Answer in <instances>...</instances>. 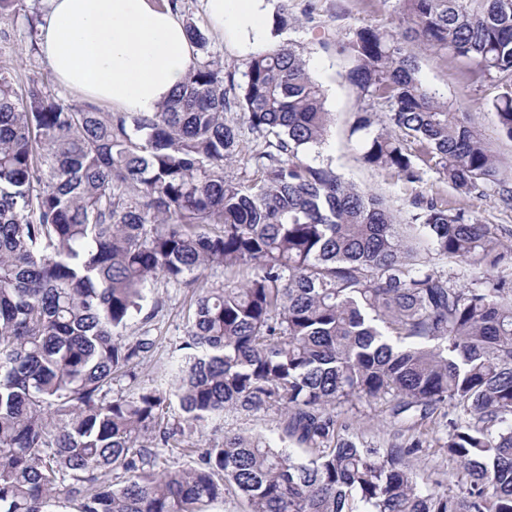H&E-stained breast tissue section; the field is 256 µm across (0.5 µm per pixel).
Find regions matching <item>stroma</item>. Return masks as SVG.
<instances>
[{"label": "stroma", "mask_w": 512, "mask_h": 512, "mask_svg": "<svg viewBox=\"0 0 512 512\" xmlns=\"http://www.w3.org/2000/svg\"><path fill=\"white\" fill-rule=\"evenodd\" d=\"M270 13L288 6L302 23L275 35L278 43L292 42L297 53L308 63L315 78L326 90L327 111L332 114L327 143L320 159L331 165L343 179L359 188L382 196L387 204L400 214H407L406 200L410 187L396 176L366 166L361 160L358 135L351 126L358 112L368 111L372 121H379L383 105L364 100L345 79L348 57L341 46L355 27L389 26L394 0H267ZM182 19L193 21L204 33L208 51L197 54V61L214 56L224 62L227 70L243 71L248 58L231 35H223L212 26L205 9V0H180ZM26 10L15 17L0 20V57L17 60L14 72L18 88H26L31 79L43 78L48 91L61 103H71L70 93L54 78L40 52V36L32 25L41 24L47 10L46 0H25ZM422 81L444 93L450 105L467 109L472 126L484 142L498 155L504 165L512 167V139L500 129L495 112L489 103L498 89L490 82L469 76L466 65L452 55L418 58ZM427 194L445 199L449 205L465 208L482 223L512 229V206L504 204L498 195L472 194L464 196L454 191L437 174H428L423 184ZM156 297L164 300L165 309L153 320L151 335L155 347L146 360L140 384L144 387H172L174 379L165 375L170 352L183 335V316L189 307L192 291L177 285L158 288ZM218 431L245 432L277 436L279 416L275 412L248 414L227 411L214 421ZM396 429L386 406H362L360 423L355 432L359 438L377 447H387ZM421 432L428 446L413 457L412 462L423 477L447 478L455 472V465L439 449V438L444 430L435 423L422 426Z\"/></svg>", "instance_id": "obj_1"}]
</instances>
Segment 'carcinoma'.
Returning a JSON list of instances; mask_svg holds the SVG:
<instances>
[{
    "mask_svg": "<svg viewBox=\"0 0 512 512\" xmlns=\"http://www.w3.org/2000/svg\"><path fill=\"white\" fill-rule=\"evenodd\" d=\"M393 23L404 33L361 26L342 46L346 79L386 105L384 128L355 120L363 162L512 203L501 161L417 64L450 53L497 83L512 138V0H395ZM325 102L285 43L252 53L239 82L194 63L152 114L63 104L35 80L20 92L0 60V512H51L60 493L78 512H206L227 496L246 512H512V241L422 192L401 224L309 158ZM243 125L261 146L234 176ZM244 266V281L206 276ZM159 281L194 295L172 390L137 383ZM376 402L408 431L445 418L461 477L420 478L419 435L371 448L339 419ZM227 408L278 413V439L186 446ZM158 448L193 464L158 470Z\"/></svg>",
    "mask_w": 512,
    "mask_h": 512,
    "instance_id": "obj_1",
    "label": "carcinoma"
}]
</instances>
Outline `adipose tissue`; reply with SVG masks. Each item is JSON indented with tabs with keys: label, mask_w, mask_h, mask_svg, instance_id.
I'll return each instance as SVG.
<instances>
[{
	"label": "adipose tissue",
	"mask_w": 512,
	"mask_h": 512,
	"mask_svg": "<svg viewBox=\"0 0 512 512\" xmlns=\"http://www.w3.org/2000/svg\"><path fill=\"white\" fill-rule=\"evenodd\" d=\"M206 9L243 49L269 38L265 0H206ZM41 50L76 99L124 112L158 111L192 60L183 24L159 0H48Z\"/></svg>",
	"instance_id": "adipose-tissue-1"
}]
</instances>
